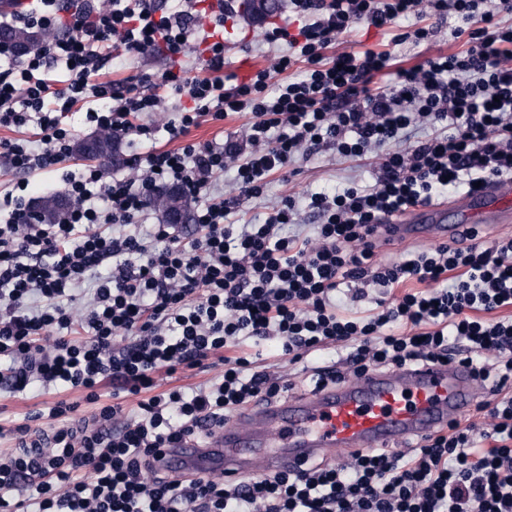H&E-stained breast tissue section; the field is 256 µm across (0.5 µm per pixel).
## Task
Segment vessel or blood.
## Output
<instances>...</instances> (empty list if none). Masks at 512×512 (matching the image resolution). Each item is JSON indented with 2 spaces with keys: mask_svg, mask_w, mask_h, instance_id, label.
<instances>
[{
  "mask_svg": "<svg viewBox=\"0 0 512 512\" xmlns=\"http://www.w3.org/2000/svg\"><path fill=\"white\" fill-rule=\"evenodd\" d=\"M512 221V178L489 182L453 203L414 210L410 223L390 225L393 239L430 232L447 239L455 224ZM479 383L469 368L451 363L370 371L298 399L237 416L206 446L175 451L174 466L223 469L228 480L283 468L339 448L369 450L421 438L476 404Z\"/></svg>",
  "mask_w": 512,
  "mask_h": 512,
  "instance_id": "1",
  "label": "vessel or blood"
}]
</instances>
